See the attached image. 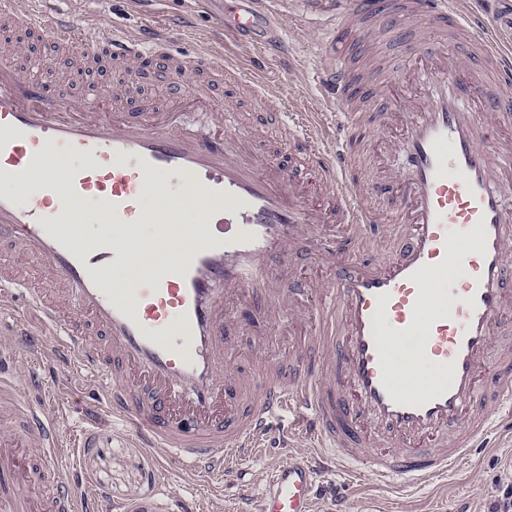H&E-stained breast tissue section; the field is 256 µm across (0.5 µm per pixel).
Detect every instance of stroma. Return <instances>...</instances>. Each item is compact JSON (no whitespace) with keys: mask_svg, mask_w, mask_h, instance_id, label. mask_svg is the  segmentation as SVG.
Instances as JSON below:
<instances>
[{"mask_svg":"<svg viewBox=\"0 0 512 512\" xmlns=\"http://www.w3.org/2000/svg\"><path fill=\"white\" fill-rule=\"evenodd\" d=\"M57 5L104 30L115 26L133 30L185 18L192 26L188 37L176 42V51L202 53L211 47V18L200 0H58ZM268 9L279 17L288 50L267 59L255 86L237 88L236 108L244 114L243 124L237 127L241 134L257 126L277 135L276 122L252 106L255 89L269 83L279 87L286 99L304 104L307 111L332 109L313 83L314 73L329 62L323 39L335 26L331 13L311 9L305 0H270ZM9 38L22 43L23 69L75 100L89 92L102 96L120 92L121 72L114 65H99L82 76L76 71L77 58L60 51L47 37L27 38L14 29ZM137 80L141 98L162 108L175 105L177 97L162 67L139 69ZM54 343V337L47 336L40 347L21 349L23 368L36 371L39 386L33 389L26 380H19L18 395L46 407L56 422L66 478L84 477L90 487L100 489L115 503L153 497L165 488L195 502L198 512H229L240 492L236 483L206 482L175 463L161 466L159 457L143 448L109 413L97 420L87 416L85 408L94 402L95 382L88 377L73 381L66 367L50 360ZM484 440L485 447L462 461L452 474L422 482L411 494L396 485H375L365 474L348 482L342 473L334 472L326 480L336 484L344 496L347 512H493L503 489L512 485V475L500 470L497 461L498 455L512 449V423L499 424Z\"/></svg>","mask_w":512,"mask_h":512,"instance_id":"stroma-1","label":"stroma"}]
</instances>
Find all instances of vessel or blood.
Instances as JSON below:
<instances>
[{"label":"vessel or blood","instance_id":"1","mask_svg":"<svg viewBox=\"0 0 512 512\" xmlns=\"http://www.w3.org/2000/svg\"><path fill=\"white\" fill-rule=\"evenodd\" d=\"M213 12L206 56L171 53L179 25L99 32L67 14L0 0V19L54 42L121 62L160 58L183 101L204 68L237 83L247 75L228 44L262 53L287 45L254 0H204ZM336 10V36L360 40L373 24L419 33L424 49L401 81L355 73L337 50L317 81L332 112H294L289 144L301 167L262 159L232 133V109L204 104L208 130L182 125L181 104L95 94L75 101L28 78L0 52V241L33 258L50 285L17 276L0 258V300L21 291L38 335L93 374L113 417L161 460L203 478L230 475L288 419L289 442L314 452L275 467L255 512H315L332 470L364 467L382 485L447 477L480 438L512 418V0L497 15L473 0H312ZM388 103L381 127L406 175L385 189L387 213L351 182L356 103ZM317 175L312 203L300 170ZM380 238L386 259H360ZM139 243L150 258L131 250ZM333 271L318 288L296 281L298 246ZM264 296L269 320L250 338L254 376L232 361L245 292ZM314 300L311 335L287 357L266 345L301 298ZM421 386L400 385L403 370ZM19 364L0 351V512H83L62 467L55 424L21 404ZM48 500L28 488L33 470ZM118 512H190L176 497L122 504Z\"/></svg>","mask_w":512,"mask_h":512}]
</instances>
